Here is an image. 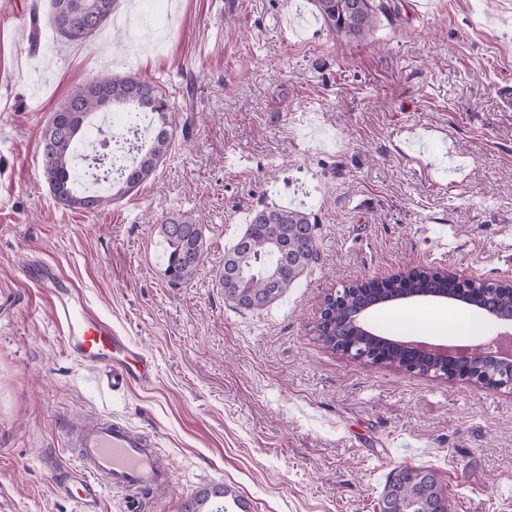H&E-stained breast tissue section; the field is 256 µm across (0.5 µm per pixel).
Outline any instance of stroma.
I'll list each match as a JSON object with an SVG mask.
<instances>
[{
	"label": "stroma",
	"mask_w": 512,
	"mask_h": 512,
	"mask_svg": "<svg viewBox=\"0 0 512 512\" xmlns=\"http://www.w3.org/2000/svg\"><path fill=\"white\" fill-rule=\"evenodd\" d=\"M363 37L331 32L311 0H117L83 44L52 32L49 0H0V512H84L57 493L69 428L108 416L154 434L174 472L144 512H181L228 485L253 512H379L390 472L432 470L451 512H512V391L332 352L325 296L414 267L512 280V0H387ZM39 12L42 40L29 46ZM174 101L172 149L140 189L94 212L62 207L41 136L72 88L104 70ZM298 207L317 264L263 311L216 273L251 211ZM198 215L208 252L187 284L160 259L162 222ZM447 227L461 246L434 249ZM53 267L151 359L113 394L64 346ZM403 303L371 323L406 338Z\"/></svg>",
	"instance_id": "35a3bbf8"
}]
</instances>
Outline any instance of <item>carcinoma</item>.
Masks as SVG:
<instances>
[{
    "label": "carcinoma",
    "mask_w": 512,
    "mask_h": 512,
    "mask_svg": "<svg viewBox=\"0 0 512 512\" xmlns=\"http://www.w3.org/2000/svg\"><path fill=\"white\" fill-rule=\"evenodd\" d=\"M116 0H51V25L56 34L72 43L86 42L111 18ZM325 25L336 33L363 37L374 27L382 0H313ZM127 112L130 119L151 117L153 134L136 163L124 167L105 194L81 191V175L74 166L77 145L85 141L89 119L103 109ZM174 103L159 85L137 75L109 72L75 87L52 113L43 133L42 174L55 202L64 207L95 211L125 197L147 181L172 147ZM165 243V272L174 283H188L203 264L207 241L204 227L191 214L172 216L161 224ZM277 240L288 253L269 250ZM318 260L317 224L311 214L282 206L256 211L236 242L224 252V267L216 275L224 300L235 307L264 310L293 287L298 278ZM342 298H325L314 331L327 348L349 340L370 353L385 357L386 366L407 365L426 374L435 371L427 359L405 347L387 346L374 330L361 331L354 316L361 301L397 302L409 294L469 290L476 309L491 316L512 313V285L469 283L445 277L431 269L416 270L402 279L371 285L348 284ZM228 487L204 491L184 504L182 512H200L211 497H224ZM382 512H451L444 488L434 474L420 468H402L388 480L382 495Z\"/></svg>",
    "instance_id": "carcinoma-1"
}]
</instances>
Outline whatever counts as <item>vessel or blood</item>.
Returning a JSON list of instances; mask_svg holds the SVG:
<instances>
[{"mask_svg":"<svg viewBox=\"0 0 512 512\" xmlns=\"http://www.w3.org/2000/svg\"><path fill=\"white\" fill-rule=\"evenodd\" d=\"M55 281L50 290L54 313L64 328L67 349L76 361L106 371L112 390L120 394L152 379L151 363L88 307L74 285L59 283L51 268L34 277L37 287ZM72 470L60 473L57 486L84 505L97 503L104 489L125 491L126 512H142L145 495L159 496L173 475L153 435L111 419L83 427L74 443Z\"/></svg>","mask_w":512,"mask_h":512,"instance_id":"b4317fda","label":"vessel or blood"}]
</instances>
